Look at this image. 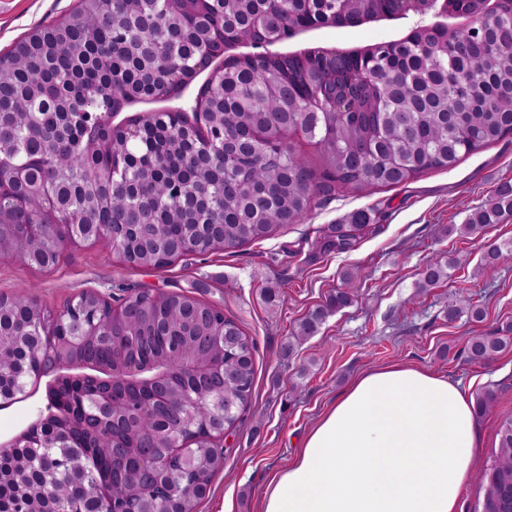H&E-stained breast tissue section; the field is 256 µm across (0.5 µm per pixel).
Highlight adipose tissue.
<instances>
[{
  "label": "adipose tissue",
  "mask_w": 512,
  "mask_h": 512,
  "mask_svg": "<svg viewBox=\"0 0 512 512\" xmlns=\"http://www.w3.org/2000/svg\"><path fill=\"white\" fill-rule=\"evenodd\" d=\"M479 446L457 385L383 366L355 377L321 415L259 512H461Z\"/></svg>",
  "instance_id": "obj_1"
}]
</instances>
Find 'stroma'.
<instances>
[{"label":"stroma","instance_id":"obj_1","mask_svg":"<svg viewBox=\"0 0 512 512\" xmlns=\"http://www.w3.org/2000/svg\"><path fill=\"white\" fill-rule=\"evenodd\" d=\"M79 0H0V54L39 24L60 20ZM414 18L356 27L322 28L279 44V51L353 50L406 36ZM512 181V136L468 156L453 168L429 172L392 188L317 195L306 223L233 250L184 260L162 270L135 269L108 241L65 246L58 266L38 270L0 258V295L28 296L52 313L84 291L114 302L129 285L151 293L180 292L220 307L256 344L255 383L242 423L225 435L224 465L195 512H257L270 477L287 466L312 424L360 373L392 363L414 365L459 382L468 397L490 388L494 413L477 417L481 446L462 495V512H481L483 465L497 446L502 417L512 414V348L483 363L465 361L468 337L512 328V261L483 270L487 245L512 241V218L479 237L448 233L462 224L502 181ZM359 209L373 222L352 249L324 251L321 241ZM452 256L457 266L442 286L418 291L427 262ZM361 273L357 298L329 316L308 340L284 344L308 311L342 287L351 268ZM466 289L483 310L481 321L449 320L448 304ZM30 398L0 410V442L25 429L44 409V384Z\"/></svg>","mask_w":512,"mask_h":512}]
</instances>
